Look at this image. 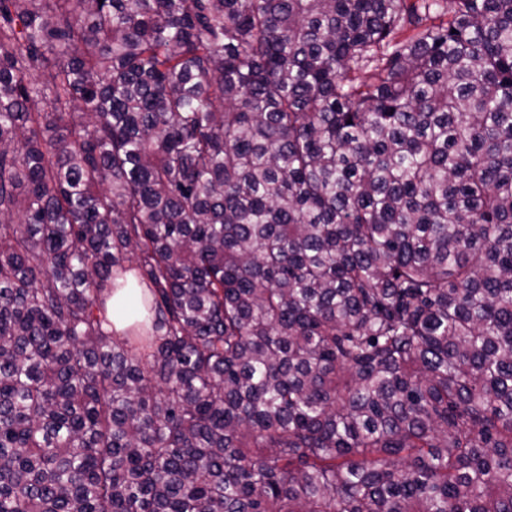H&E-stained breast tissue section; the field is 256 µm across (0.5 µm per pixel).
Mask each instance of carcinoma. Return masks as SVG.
<instances>
[{"mask_svg": "<svg viewBox=\"0 0 512 512\" xmlns=\"http://www.w3.org/2000/svg\"><path fill=\"white\" fill-rule=\"evenodd\" d=\"M0 512H512V0H0ZM140 287L127 285L112 291V298L108 301L111 311L112 329L120 334L125 331L135 320L142 319L140 309Z\"/></svg>", "mask_w": 512, "mask_h": 512, "instance_id": "cac0c4a2", "label": "carcinoma"}]
</instances>
